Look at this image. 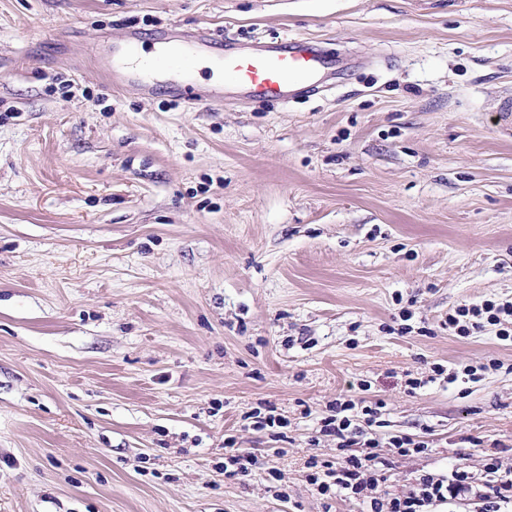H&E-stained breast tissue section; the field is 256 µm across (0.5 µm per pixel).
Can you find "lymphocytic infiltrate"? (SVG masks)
Segmentation results:
<instances>
[{
  "label": "lymphocytic infiltrate",
  "mask_w": 512,
  "mask_h": 512,
  "mask_svg": "<svg viewBox=\"0 0 512 512\" xmlns=\"http://www.w3.org/2000/svg\"><path fill=\"white\" fill-rule=\"evenodd\" d=\"M512 318V304L493 301L482 307L462 306L448 317V326L457 335L468 336L482 324L499 326L502 339L512 338L503 321ZM381 403L340 396L331 404L330 415L320 420V434L336 443L335 460L309 458L307 481L324 498H340L366 505L369 512H435L437 507L470 501L478 512H501L512 504V470L504 469L499 457L484 455V480H477L464 464L450 472L425 473L416 477L405 494L387 496L381 491L384 472L390 467V454L405 456L428 451L427 441L408 435H395L380 441L376 430L382 427Z\"/></svg>",
  "instance_id": "1"
}]
</instances>
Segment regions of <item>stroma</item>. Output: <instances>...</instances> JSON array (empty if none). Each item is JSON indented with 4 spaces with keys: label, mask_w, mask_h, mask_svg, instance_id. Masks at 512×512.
<instances>
[{
    "label": "stroma",
    "mask_w": 512,
    "mask_h": 512,
    "mask_svg": "<svg viewBox=\"0 0 512 512\" xmlns=\"http://www.w3.org/2000/svg\"><path fill=\"white\" fill-rule=\"evenodd\" d=\"M201 25L336 74L214 106L98 67ZM506 99L512 0H0V512H363L306 480L344 394L432 447L385 492L512 468V341L448 328L512 301ZM139 49V40L136 33L130 32L125 38V49L112 48V57L102 62L101 68L109 82L113 86H124L126 84H137L143 89L149 90L150 86L144 81L145 76L132 66V62L124 67L120 59L126 54L131 61L135 57V51ZM235 440L231 437L225 440L224 475L232 477L245 475L257 465V458L247 448H235Z\"/></svg>",
    "instance_id": "stroma-1"
}]
</instances>
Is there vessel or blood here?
<instances>
[{
  "label": "vessel or blood",
  "mask_w": 512,
  "mask_h": 512,
  "mask_svg": "<svg viewBox=\"0 0 512 512\" xmlns=\"http://www.w3.org/2000/svg\"><path fill=\"white\" fill-rule=\"evenodd\" d=\"M159 41L164 48L162 67L186 73L198 56L204 55L214 61L223 75V84L205 91L172 83V91L188 101L222 103L224 87L228 84L239 86L249 97L280 99L297 87L316 89L331 68L322 50L303 38H289L281 43L255 41L245 47L228 46L215 37L210 28L203 26L190 37L165 34ZM138 48L136 34H128L124 48L113 49L111 58L103 61L101 68L111 85L143 84L144 76L140 71L121 63L122 58H134Z\"/></svg>",
  "instance_id": "vessel-or-blood-1"
}]
</instances>
